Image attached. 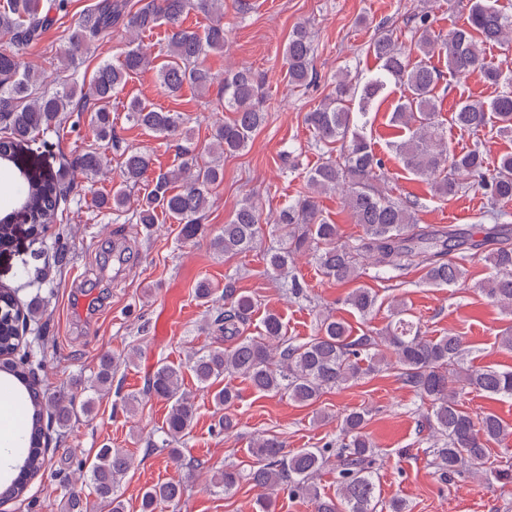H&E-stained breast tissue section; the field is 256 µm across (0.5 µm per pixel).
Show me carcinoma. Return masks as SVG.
Masks as SVG:
<instances>
[{
	"label": "carcinoma",
	"mask_w": 512,
	"mask_h": 512,
	"mask_svg": "<svg viewBox=\"0 0 512 512\" xmlns=\"http://www.w3.org/2000/svg\"><path fill=\"white\" fill-rule=\"evenodd\" d=\"M499 0H471L466 23L443 34L434 29L425 13L415 14L410 23V46L405 47L388 30H382L370 43L378 62L376 71L358 84L348 69L340 71L332 92L312 111L305 124L315 147L323 152L322 161L307 175L308 192L280 208L273 218L264 216L259 203L245 196L232 217L214 236L212 245L226 255L251 251L269 227L279 238L278 247L265 256L266 273L289 286L295 299L306 296L295 268L297 257L306 255L319 274L338 284H352L343 303L362 318L372 316L377 294L359 283L365 262L373 261L375 277L391 280L395 273L419 268L424 281L432 286L451 287L464 280L465 253L485 254L491 275L484 291L493 304L512 314V236L504 225L494 243L478 239L452 225L430 227L418 224V202L394 198L377 187V171L383 166L364 135L367 107L389 85H401L408 96L392 114V122L404 130V138L391 144L392 152L404 169L430 184L433 194L454 198L473 186L487 198L486 216L499 221L507 216L501 209L512 202V153L500 157L494 169L486 166L482 144L457 153L448 145L447 126L476 134L486 128L512 136V65L487 62L485 47L512 46V14L503 12ZM69 0H52L43 10L40 0H8L0 10V170L8 172L14 202L27 204L30 223L43 229L62 220L72 193L70 173L79 169L95 176L105 165V156L95 149L72 156L56 172L34 178L13 168L18 149L41 133L60 132L73 115L90 113L97 138L117 143L110 103L128 78L154 71L160 87L176 96L189 86L207 93L220 82L217 106L232 113L227 121L213 124L207 146L208 160L200 163L190 156L177 167L151 178L149 189L132 198L129 187L147 177L153 158L147 151L124 150L120 163L121 181L112 193L96 200L98 208L112 212L114 220L143 224L148 228L165 214L181 225L183 240L191 241L201 231V220L209 209L210 188L223 179V158L246 150L255 133L266 122L262 105L264 81L249 67L228 66L218 79L204 64L211 53L224 51V0H94L68 35L70 49L61 57V66L70 72L60 85L40 81L35 71L21 64L18 50L38 41L51 23L50 11L67 12ZM203 13L209 24L197 31L184 26L190 11ZM164 26L167 30L164 61L154 62L139 36ZM122 29L130 34L125 50L115 63L103 61L90 77L78 73V56L93 43ZM439 53L445 56L448 76L460 80L477 72L483 79L505 89L489 102L462 100L452 109L448 122L439 119L441 106L436 88L440 71L426 63ZM315 47L304 24L297 25L288 38L283 61L288 82L301 86L314 73ZM359 99L358 111L351 102ZM133 124L169 141L185 136L186 118L132 99L126 106ZM336 193L343 209L362 235L353 243L343 239L340 226L324 216L318 198ZM196 298L215 304L208 320L211 333L224 337V347L193 352L189 369L204 388L213 390L218 414L215 428L232 433L236 421L229 410L240 400L239 391L226 383L227 376L241 377L262 394L287 396L301 405H312L329 390L348 387L385 371L395 373L399 382L421 404L428 406L425 420L432 438L435 466L450 479L462 473L493 477L502 484L512 483V464L488 466L490 442H503L512 436L493 413L474 415L463 408L460 395L467 389L487 395L512 398V371L492 366L474 367L465 359L462 337L450 333L427 336L421 323L403 302L393 304L392 318L377 332L371 328L352 334L350 326L331 313L319 315L314 335L302 343L286 336L282 317L269 311L256 336H246L255 300L239 292L233 278L224 282V292L202 281L195 288ZM37 323L43 312L36 303L19 309L11 291L0 289V373L16 380L25 415L30 417L27 434L10 454L25 458L21 474L0 485V504L25 492L28 481L45 465L43 448L49 432L63 429L79 415L91 416L94 398L79 400L74 394H51L25 369V361H15L12 353L19 345L15 318ZM134 355L120 360L105 355L92 380L93 390L111 388L117 363H129ZM144 394L170 404L158 436L150 439L152 451H168L180 462L173 444L184 439L192 427L196 407L184 388L181 367L160 362L146 381ZM370 410L363 407L343 413L336 440L320 448L286 449L277 435H259L250 441L254 465L246 473L233 465L217 473L214 485L232 493L243 481L261 490L259 512H275L280 492L310 503L313 512H376L377 460L375 442L365 431ZM335 459L336 495L327 496L317 483L319 473ZM133 465L132 455L122 448L103 447L89 462L85 476L100 512H126L119 487ZM184 488L179 482H163L146 488L139 512H161L180 504Z\"/></svg>",
	"instance_id": "carcinoma-1"
}]
</instances>
